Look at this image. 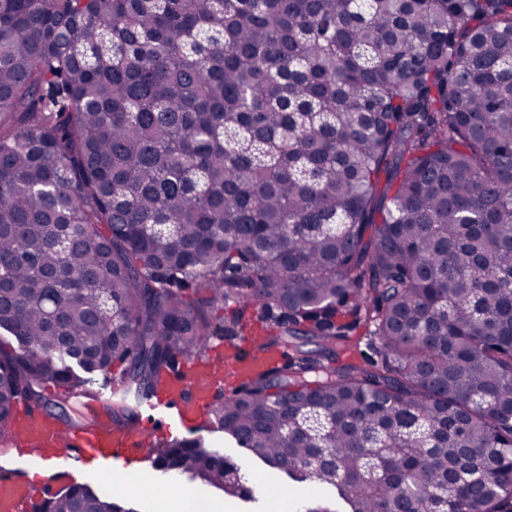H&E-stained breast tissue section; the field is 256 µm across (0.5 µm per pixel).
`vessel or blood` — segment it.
<instances>
[{
	"label": "vessel or blood",
	"mask_w": 512,
	"mask_h": 512,
	"mask_svg": "<svg viewBox=\"0 0 512 512\" xmlns=\"http://www.w3.org/2000/svg\"><path fill=\"white\" fill-rule=\"evenodd\" d=\"M226 359L235 378L240 379L252 371L277 363L280 356L276 353L244 355L231 352ZM222 382L212 362L188 360L170 375L159 405L183 422L189 416L204 415L212 404V389ZM14 432V448L0 451V457L25 462L26 478L22 481L0 480V512H19L23 501L33 500L41 491L45 482L44 457L54 458L56 478L64 483L80 476L82 465L89 458L112 463L126 452L140 451L150 445L148 437L139 430L110 428L104 418L64 428L48 417L24 411L14 426Z\"/></svg>",
	"instance_id": "vessel-or-blood-1"
}]
</instances>
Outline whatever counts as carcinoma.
<instances>
[{"instance_id": "1", "label": "carcinoma", "mask_w": 512, "mask_h": 512, "mask_svg": "<svg viewBox=\"0 0 512 512\" xmlns=\"http://www.w3.org/2000/svg\"><path fill=\"white\" fill-rule=\"evenodd\" d=\"M251 308L283 364L203 424L296 512H512V0H0V439L49 384L95 420L96 373L131 428Z\"/></svg>"}]
</instances>
